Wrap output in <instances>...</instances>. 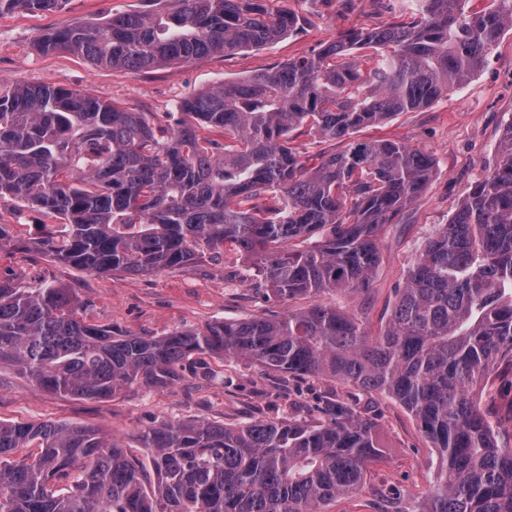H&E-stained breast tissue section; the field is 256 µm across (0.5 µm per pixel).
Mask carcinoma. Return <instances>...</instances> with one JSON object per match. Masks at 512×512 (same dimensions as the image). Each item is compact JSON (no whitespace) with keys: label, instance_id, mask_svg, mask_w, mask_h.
<instances>
[{"label":"carcinoma","instance_id":"cac0c4a2","mask_svg":"<svg viewBox=\"0 0 512 512\" xmlns=\"http://www.w3.org/2000/svg\"><path fill=\"white\" fill-rule=\"evenodd\" d=\"M62 2L0 0V15ZM466 2L411 0L408 17L184 99L167 129L87 93L0 81V208L19 199L59 220L23 239L0 223V251L147 275L229 247L258 258L256 289L281 300L369 288L378 230L425 189L435 160L351 135L469 79L512 27V0L471 14ZM169 3L51 29L38 45L142 71L259 47L299 24L267 0ZM189 117L224 140L199 136ZM305 124L346 148L302 159L288 136ZM204 356L390 395L440 455L423 512H512V448L473 400L489 373H512V121L494 166L428 241L375 338L354 314L317 302L137 336L91 322L70 288L0 283V365L48 392L163 389L186 370L209 377ZM318 411L317 423L159 421L142 436L154 449L151 488L143 463L97 428L0 421V512H321L357 490L380 450L373 418L339 400Z\"/></svg>","mask_w":512,"mask_h":512}]
</instances>
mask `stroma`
<instances>
[{"instance_id": "obj_1", "label": "stroma", "mask_w": 512, "mask_h": 512, "mask_svg": "<svg viewBox=\"0 0 512 512\" xmlns=\"http://www.w3.org/2000/svg\"><path fill=\"white\" fill-rule=\"evenodd\" d=\"M150 0H65L53 12L17 11L0 16V80L16 84L48 82L86 92L134 112L149 113L169 126L181 101L200 90L272 71L289 60L316 53L340 33L382 26L393 14L385 0H273L301 20L294 34L230 56H207L147 71L94 66L66 52L44 53L38 38L75 22L95 23L117 14L148 11ZM512 122V28H505L484 62L455 92L431 105L404 112L357 131L362 140L402 142L435 160L426 190L377 233L380 261L370 288L352 296L328 292L319 303L352 311L366 332L384 331L409 268L425 242L441 230L472 184L492 167L506 124ZM255 259L232 250L195 265L150 275L93 274L54 263L34 252L0 253V281L31 286L52 281L74 289L95 323L123 333L163 336L201 330L221 320L303 309L310 298H266L252 281ZM214 372L202 381L183 375L162 390L131 387L108 399L58 396L40 389L11 367L0 368V420L84 424L116 437L140 459L150 457L139 437L160 420H212L228 427L255 419L300 417L318 421L319 394L358 401L376 423L381 450L354 497L326 504L324 512H385L387 489L398 492L396 512H421L433 489L438 461L417 422L391 397L363 392L328 378L282 381L257 365L210 359ZM477 395L501 422L499 442L512 448V375L492 376Z\"/></svg>"}]
</instances>
